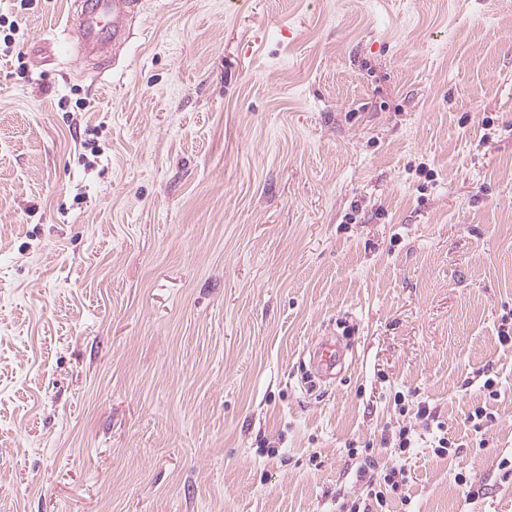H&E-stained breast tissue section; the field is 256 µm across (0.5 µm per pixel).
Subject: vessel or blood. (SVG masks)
Here are the masks:
<instances>
[{
	"label": "vessel or blood",
	"mask_w": 512,
	"mask_h": 512,
	"mask_svg": "<svg viewBox=\"0 0 512 512\" xmlns=\"http://www.w3.org/2000/svg\"><path fill=\"white\" fill-rule=\"evenodd\" d=\"M142 0H86L76 21V37L81 58L92 60L111 55L128 39L130 22L140 11ZM342 351L336 340H321L312 351V361L320 377H332Z\"/></svg>",
	"instance_id": "b4317fda"
}]
</instances>
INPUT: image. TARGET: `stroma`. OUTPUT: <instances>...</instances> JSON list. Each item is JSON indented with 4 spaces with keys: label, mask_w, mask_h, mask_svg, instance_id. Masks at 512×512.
<instances>
[{
    "label": "stroma",
    "mask_w": 512,
    "mask_h": 512,
    "mask_svg": "<svg viewBox=\"0 0 512 512\" xmlns=\"http://www.w3.org/2000/svg\"><path fill=\"white\" fill-rule=\"evenodd\" d=\"M82 2L0 0V512H512V0ZM77 16L79 56L99 59L116 53L128 39L129 22L140 12L142 0H86ZM8 15L0 14V55L14 56L20 41L21 27L17 19H9ZM342 351L336 340L325 338L312 350V361L317 374L322 378H330L340 363ZM368 495L370 501L375 502L377 507H384L387 504V498L399 496L402 500L408 501L405 495L406 481L401 470H390L383 477L382 482L374 481L371 476L367 481Z\"/></svg>",
    "instance_id": "1"
}]
</instances>
